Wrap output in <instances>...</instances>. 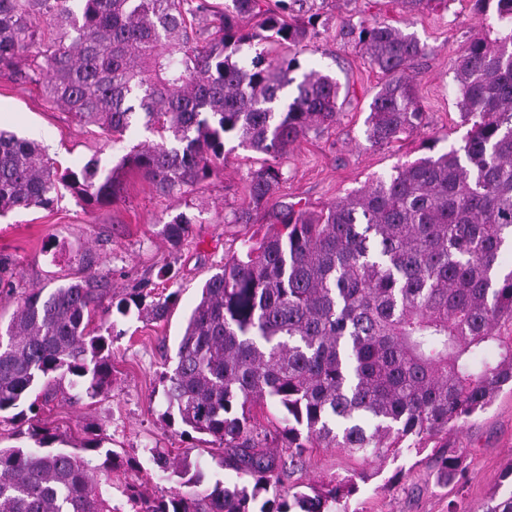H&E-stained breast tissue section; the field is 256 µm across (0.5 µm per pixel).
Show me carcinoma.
Segmentation results:
<instances>
[{"label":"carcinoma","instance_id":"cac0c4a2","mask_svg":"<svg viewBox=\"0 0 512 512\" xmlns=\"http://www.w3.org/2000/svg\"><path fill=\"white\" fill-rule=\"evenodd\" d=\"M0 0V74L43 88L48 102L114 140L139 127L156 137L112 167L94 154L59 170L38 143L0 130V215L48 208L60 189L87 206L112 204L135 169L166 197L207 181L224 141L273 159L340 119L341 86L273 52L320 35L316 0ZM480 23L453 62L463 144L420 157L319 210L285 205L279 227L254 234L206 280L163 373L167 416L182 434H207L223 466L252 483L203 492L187 460L151 452L179 488L148 498L125 485L132 512H253L262 493L297 469L308 448L362 458L420 451L491 405L512 385V0H471ZM260 19L259 31L240 22ZM356 45L382 75L366 138L387 145L423 125L412 74L426 54L414 35L383 20L363 22ZM250 62L234 59L242 44ZM296 95L277 106L283 91ZM283 179L264 163L250 172L234 222L250 224ZM193 219L163 225L181 247ZM178 297L141 290L116 310L161 320ZM99 303L89 281L29 293L0 322V413L36 412L68 376L94 396L112 383V336L89 330ZM274 408L288 457L264 449L252 409ZM34 447L0 448V512H118L112 450L95 440L65 447L47 428L25 432ZM439 476L463 477L460 456L440 455ZM363 473L262 502L259 512H348Z\"/></svg>","mask_w":512,"mask_h":512}]
</instances>
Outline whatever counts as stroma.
<instances>
[{
  "label": "stroma",
  "instance_id": "1",
  "mask_svg": "<svg viewBox=\"0 0 512 512\" xmlns=\"http://www.w3.org/2000/svg\"><path fill=\"white\" fill-rule=\"evenodd\" d=\"M320 13L323 34L291 53L301 70L332 74L350 94L342 101L334 130L308 135L281 158L284 179L275 194L279 204L311 210L423 156L426 143H434L439 152L461 145L467 127L457 107L451 65L478 25L470 0H448L447 6L434 10H408L391 0H323ZM375 18L391 20L426 47L414 65L425 124L410 137L383 146L367 141L364 124L380 76L344 36L348 27ZM0 129L41 141L53 159L72 168L94 155L105 163L118 160L128 146L146 137L139 130L110 142L100 129L80 125L69 112L50 104L39 87L2 76ZM263 161V155L229 140L224 162L212 178L183 197L160 196L141 173L129 171L121 197L111 205L88 211L64 190L50 208L0 218V316L10 317L31 290L49 291L91 273L105 289L93 326L103 331L114 324L121 331L112 340L111 388L92 397L84 386H68V401L50 402L30 423L75 444L96 436L102 447L112 449L119 457L112 474V502L118 507L126 505L120 493L125 484L140 485L150 496L168 494L177 486L172 472L151 461L153 448L188 459L202 472L203 488L238 480L234 471L224 469L222 453L208 436L187 438L181 423L166 425L161 376L175 361L185 319L200 299L202 283L239 251L244 239L275 221L269 208L253 223L230 221L245 199L249 172ZM180 213L197 222L187 241L174 250L161 230ZM164 266L172 273L167 281L158 278ZM144 286L177 292L166 320L142 322L118 315L116 302ZM446 451L464 455V482L440 480L433 448L381 460H365L341 448H312L302 468L284 479L279 490L288 495L366 470L372 477L350 500L349 512H448L452 505L457 512H482L490 498L505 492L501 477L512 471V390L503 389L484 413L450 431Z\"/></svg>",
  "mask_w": 512,
  "mask_h": 512
}]
</instances>
